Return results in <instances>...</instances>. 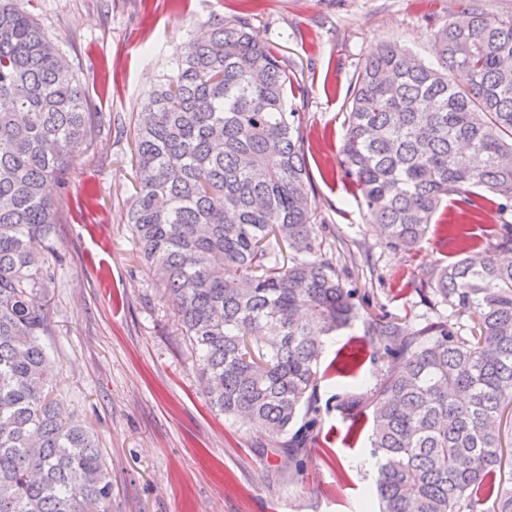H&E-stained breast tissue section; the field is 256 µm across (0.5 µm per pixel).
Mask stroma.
<instances>
[{
    "label": "stroma",
    "instance_id": "obj_1",
    "mask_svg": "<svg viewBox=\"0 0 512 512\" xmlns=\"http://www.w3.org/2000/svg\"><path fill=\"white\" fill-rule=\"evenodd\" d=\"M459 0H26L27 10L77 72L99 118L97 149L77 153L47 192L59 222L47 255L60 275L47 289L49 334L64 416L98 438L112 480L110 512H377L371 424L349 425L337 396L372 386L384 367L362 321L331 337L319 368L325 410L297 474L282 454L256 445L243 419L212 412L193 359L163 297L160 275L136 253L126 213L138 186L134 146L148 90L171 76L200 26L248 18L308 90L297 100L309 147L308 193L328 247L349 251L367 314L412 322L423 267L457 257L441 226L411 252L385 247L340 164L349 86L368 56L395 41L424 61L434 29ZM448 222L484 239L501 205L473 219L449 202Z\"/></svg>",
    "mask_w": 512,
    "mask_h": 512
}]
</instances>
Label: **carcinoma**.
I'll use <instances>...</instances> for the list:
<instances>
[{
	"label": "carcinoma",
	"instance_id": "carcinoma-1",
	"mask_svg": "<svg viewBox=\"0 0 512 512\" xmlns=\"http://www.w3.org/2000/svg\"><path fill=\"white\" fill-rule=\"evenodd\" d=\"M434 64L396 42L356 74L341 164L389 248L411 251L448 198H512V16L463 4L433 33ZM305 88L242 19L205 26L168 82L147 94L127 214L158 267L209 406L249 420L296 467L317 440L324 338L360 315L324 250L307 191ZM98 120L71 64L24 0H0V512H110L95 436L59 417L45 288L57 269L44 194ZM512 221L419 269L420 304L468 316L413 326L376 314L365 336L388 367L373 390L336 400L368 413L379 512H512Z\"/></svg>",
	"mask_w": 512,
	"mask_h": 512
}]
</instances>
